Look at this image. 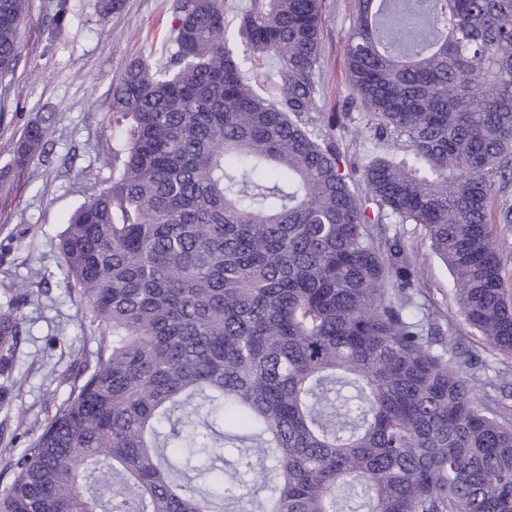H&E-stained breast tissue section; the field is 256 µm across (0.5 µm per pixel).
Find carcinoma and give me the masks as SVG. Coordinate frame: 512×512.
<instances>
[{
	"label": "carcinoma",
	"mask_w": 512,
	"mask_h": 512,
	"mask_svg": "<svg viewBox=\"0 0 512 512\" xmlns=\"http://www.w3.org/2000/svg\"><path fill=\"white\" fill-rule=\"evenodd\" d=\"M28 0H0V82ZM322 0H177L172 64L112 90L122 164L71 216L57 276L96 351L19 453L0 512H512V419L476 392L477 358L417 301L387 223L415 224L479 340L512 359V283L496 224L512 178V0H356L349 83L394 153L360 193L321 120ZM47 130L29 126L20 158ZM0 309V367L22 333ZM253 0H224V20L228 34L237 39L241 59H243V46L237 36L240 17L250 10Z\"/></svg>",
	"instance_id": "obj_1"
}]
</instances>
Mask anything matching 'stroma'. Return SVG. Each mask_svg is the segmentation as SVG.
I'll use <instances>...</instances> for the list:
<instances>
[{
  "label": "stroma",
  "instance_id": "stroma-1",
  "mask_svg": "<svg viewBox=\"0 0 512 512\" xmlns=\"http://www.w3.org/2000/svg\"><path fill=\"white\" fill-rule=\"evenodd\" d=\"M175 0H126L121 13L102 16L101 0H29L19 29L21 58L13 79L0 83V303L20 283L35 292L19 308L23 333L7 369L0 370V486L13 478L5 462L38 434L77 384L96 344L76 293L39 274L56 270L59 239L73 211L98 194L112 174L124 141L123 125L110 123L112 87L134 60L166 64L163 36ZM320 35L318 108L341 116L336 143L355 168L386 152L367 128L350 94L346 39L354 0H324ZM44 124L39 153L20 162L27 126ZM406 245L423 272L424 301L453 336L478 352L482 381L496 383L507 362L482 344L454 298L453 278L420 227L405 224Z\"/></svg>",
  "mask_w": 512,
  "mask_h": 512
}]
</instances>
